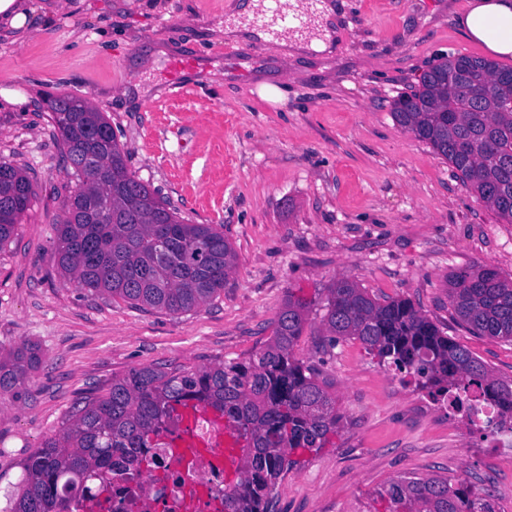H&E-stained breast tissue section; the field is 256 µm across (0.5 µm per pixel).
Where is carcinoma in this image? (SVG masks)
<instances>
[{"mask_svg": "<svg viewBox=\"0 0 512 512\" xmlns=\"http://www.w3.org/2000/svg\"><path fill=\"white\" fill-rule=\"evenodd\" d=\"M512 67L479 57L438 60L391 114L470 183L480 199L512 222V107L501 104L496 82ZM64 154L76 179L56 244L62 275L91 293L134 306L187 313L224 290L237 255L211 224H188L151 186L130 172L105 113L70 94L48 100ZM32 188L18 169L0 162V246L30 206ZM450 298L475 334L512 342V279L485 266L456 272ZM310 304L288 296L272 335L244 359L202 369L134 367L112 378L104 394L85 392L61 430L26 462L22 487L8 512H69L97 490L154 469L143 449L156 447L179 409L211 408L233 432L239 454L234 479L224 484L222 512H273L282 473L297 452L324 447L336 432L335 400L315 372L293 357L308 323ZM322 323L332 338L359 341L379 361L413 377L435 400L471 417L475 403L498 405L487 426L512 424V380L491 376L464 346L405 299L380 301L357 281L326 288ZM42 361L22 344L0 356V392L27 387ZM387 512H494L471 488L432 478L393 481L380 492Z\"/></svg>", "mask_w": 512, "mask_h": 512, "instance_id": "1", "label": "carcinoma"}]
</instances>
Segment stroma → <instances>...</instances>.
I'll return each mask as SVG.
<instances>
[{
    "label": "stroma",
    "mask_w": 512,
    "mask_h": 512,
    "mask_svg": "<svg viewBox=\"0 0 512 512\" xmlns=\"http://www.w3.org/2000/svg\"><path fill=\"white\" fill-rule=\"evenodd\" d=\"M235 2L33 0L54 9L52 26L34 16L24 31L0 30V161L34 192L0 246V348L43 354L27 392L0 395V512L81 392H106L133 367L246 358L287 295L317 301L344 277L408 299L512 379V343L472 335L448 297L449 276L474 264L512 278V223L390 113L440 57H485L457 26L469 0H335L334 55L295 59L272 41L226 43ZM174 79L184 99H171ZM137 82L154 95H132ZM64 92L106 113L129 170L181 218L223 233L238 260L220 295L173 315L64 280L55 242L76 180L46 108ZM322 316L310 313L294 354L317 370L340 421L284 473L275 512H385L391 481L433 477L512 512L502 436L468 425L359 341H332Z\"/></svg>",
    "instance_id": "obj_1"
}]
</instances>
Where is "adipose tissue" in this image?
<instances>
[{"mask_svg":"<svg viewBox=\"0 0 512 512\" xmlns=\"http://www.w3.org/2000/svg\"><path fill=\"white\" fill-rule=\"evenodd\" d=\"M262 0H237L224 25V38L235 43L267 40L263 30L252 26L256 13L263 10ZM312 34H288L279 42L283 57L296 58L310 52L334 54L338 17L333 0H320L313 21ZM460 30L473 42L480 43L495 57L512 56V0H471L458 18Z\"/></svg>","mask_w":512,"mask_h":512,"instance_id":"adipose-tissue-1","label":"adipose tissue"}]
</instances>
